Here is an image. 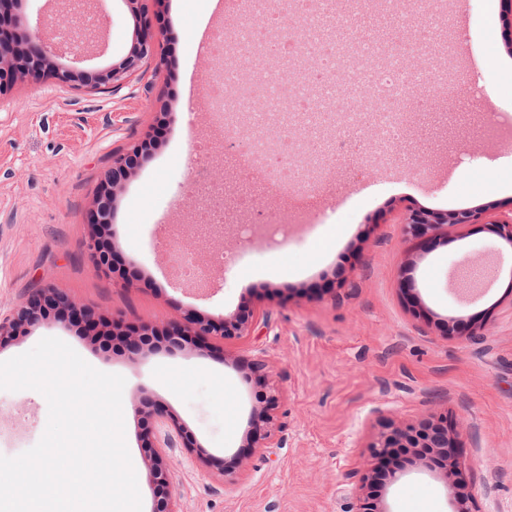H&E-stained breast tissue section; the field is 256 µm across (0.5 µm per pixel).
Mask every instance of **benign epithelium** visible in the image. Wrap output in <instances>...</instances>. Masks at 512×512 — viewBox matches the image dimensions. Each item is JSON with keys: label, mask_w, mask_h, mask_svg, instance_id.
Wrapping results in <instances>:
<instances>
[{"label": "benign epithelium", "mask_w": 512, "mask_h": 512, "mask_svg": "<svg viewBox=\"0 0 512 512\" xmlns=\"http://www.w3.org/2000/svg\"><path fill=\"white\" fill-rule=\"evenodd\" d=\"M26 0H0V98L7 95L20 79L33 83L50 74L58 82L80 86L90 91L119 87L140 64L158 55L160 44L150 31L146 18L139 14L135 4L138 0H123L136 21V31L128 55L112 66L88 71L79 65L98 44L99 33L88 37L87 49L76 55L66 46L56 41L42 38L41 24H30L22 15ZM148 143L145 141L133 146L124 154L112 159L110 184L99 188L95 209L91 213V231L82 242V250L87 256L92 270L112 281L118 288H131L133 284L127 274L116 269L112 261L114 243L102 233L103 227L112 223L114 194L111 184L129 170L132 162L146 155ZM482 214L477 210H462L451 213H436L428 210H413L401 225L406 239L427 242L435 237L443 227L479 224ZM55 302L68 310V320L93 329L107 319L95 317L91 310L68 301L58 290L42 284L29 290L25 300L13 314L0 318V344L18 337L28 326L41 322L40 306ZM252 316H202L186 312L172 324L156 327L142 323L131 325L130 329L140 337L141 344L152 347L164 342L171 350H182L187 346L199 350L207 347L213 336H248L255 329ZM279 396H267L266 406L259 415L257 427L249 434L247 447L266 448L274 432L273 411L277 408ZM137 413L147 421L142 433V447L149 449V479L157 488L163 489L162 498L156 500L154 512H179L177 494L172 485L169 454L167 450L180 446L191 454L201 455L200 449L185 425L165 407L143 402ZM409 439L408 448L416 453L404 462V466H391L386 481H398L407 465H417L431 470H439L452 489L451 512H475L472 486L463 478L465 462L455 456H448V449L455 447L456 433H448L446 420L436 414L402 428L388 424L381 425L372 442L369 453L374 466L359 478L354 489L358 502L356 512H388L383 501L372 490L377 469L390 458L395 442L399 437Z\"/></svg>", "instance_id": "1"}]
</instances>
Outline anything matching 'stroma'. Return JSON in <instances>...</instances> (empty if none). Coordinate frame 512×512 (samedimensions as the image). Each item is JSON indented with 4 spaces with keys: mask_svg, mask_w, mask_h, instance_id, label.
<instances>
[{
    "mask_svg": "<svg viewBox=\"0 0 512 512\" xmlns=\"http://www.w3.org/2000/svg\"><path fill=\"white\" fill-rule=\"evenodd\" d=\"M204 2L140 0L165 54L143 63L118 92L89 94L47 77L18 82L0 100V317L39 279L112 318L115 335L122 322L162 325L189 308L249 312L256 331L211 341L202 352L146 351L134 362L50 317L0 345V361L56 337L97 370L125 378V439L142 512H152L154 496L134 412L139 387L203 451L170 453L181 512H353L350 489L367 467L366 447L380 422L403 426L434 412L458 433L456 454L477 512H512V278L500 277L474 303L448 285L461 258L481 264L512 252L489 226L512 217V173L493 165L512 156V137L504 117L471 95L482 74L477 57L490 61L489 80L512 85V0H448L464 17L454 54L440 59L454 88L450 100L433 98L410 115L393 162L376 153L374 130L363 128L307 198L240 172L220 130L203 121L183 125L185 94L199 107L211 102L198 79L214 62L192 50L193 16ZM102 8L105 52L86 62L89 70L119 62L133 42L124 0H104ZM162 118L167 134L114 189L109 232L134 278L132 288H116L81 258V243L113 155L156 137ZM200 144L209 148L204 166L185 164ZM406 157L423 166L425 178L403 166ZM200 179L224 187V226L210 242L191 228L190 192ZM373 185L383 193L353 203ZM241 196L257 197L261 212L237 206ZM331 209L346 232L333 253L320 255L307 239ZM458 209L481 211L483 223L423 244L403 240L409 211ZM169 225L181 227L200 259L223 250L244 254L246 266L221 268L202 290L173 284L164 274ZM258 265L267 275L250 279ZM260 352L264 380L250 370ZM272 385L280 391L279 429L269 447H247L248 420ZM47 419L39 392L0 390V455L33 447ZM380 495L388 512L450 509L451 491L431 471L407 469Z\"/></svg>",
    "mask_w": 512,
    "mask_h": 512,
    "instance_id": "35a3bbf8",
    "label": "stroma"
}]
</instances>
